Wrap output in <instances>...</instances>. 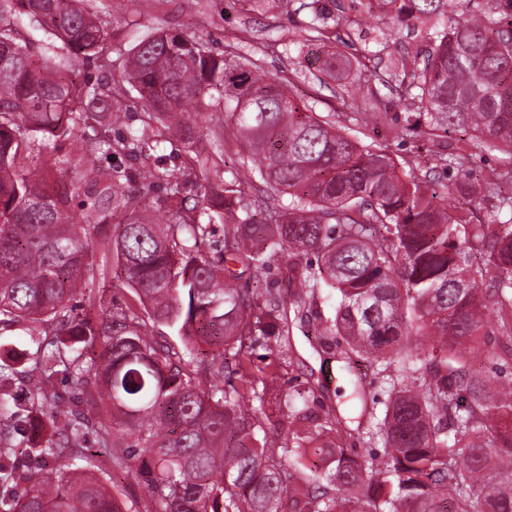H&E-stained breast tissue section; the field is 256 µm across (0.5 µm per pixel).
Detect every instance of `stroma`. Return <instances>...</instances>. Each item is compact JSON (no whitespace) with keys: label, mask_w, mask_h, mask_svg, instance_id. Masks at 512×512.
<instances>
[{"label":"stroma","mask_w":512,"mask_h":512,"mask_svg":"<svg viewBox=\"0 0 512 512\" xmlns=\"http://www.w3.org/2000/svg\"><path fill=\"white\" fill-rule=\"evenodd\" d=\"M306 2L291 0L285 13L273 8L257 14L245 11L241 0H90L110 21L114 46L130 49L136 35L161 28L191 33L218 54L225 46L237 45L242 59L259 62L269 75L282 81L302 109L330 121L361 144L387 150L402 163L405 173L420 176L429 171L436 181L452 183L459 175L457 169L431 168V151L446 146L466 153L470 168L498 176L502 193L512 191V160L506 154L483 150L471 141H458L453 132L432 139L410 131L407 111L394 105L390 85L381 83V74L396 72L402 60L425 57L432 49L427 26L399 28L385 45L381 42V19L374 17L367 24L356 25L354 0H340L343 12L338 32L364 64L362 89L353 99L321 68L323 46L309 38L311 14ZM373 103L379 104L380 115L365 120L362 113ZM288 321L286 341L294 351L292 361L277 362L269 350L256 348L236 374L237 385L259 388L274 377L282 393L288 395L311 378L319 385V400L327 406H339L357 383L367 397L375 399V414H382V402L400 374V362L381 365L359 358L350 370H343L335 351L315 334L311 323L295 315ZM501 340L499 321H490L478 351L468 354L467 359L476 369L512 379V358L496 356Z\"/></svg>","instance_id":"35a3bbf8"}]
</instances>
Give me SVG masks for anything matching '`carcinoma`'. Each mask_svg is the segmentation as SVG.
Here are the masks:
<instances>
[{
	"label": "carcinoma",
	"instance_id": "obj_1",
	"mask_svg": "<svg viewBox=\"0 0 512 512\" xmlns=\"http://www.w3.org/2000/svg\"><path fill=\"white\" fill-rule=\"evenodd\" d=\"M403 2L389 37L403 16L425 23L454 0ZM308 8L310 32L326 40L339 20L320 0ZM22 16L45 31L52 55L22 37ZM432 39L423 66L404 62L396 79L397 104L418 106L414 129L458 131L512 155V0H482ZM84 61L112 71L109 21L86 0H0V323L25 324L37 344L22 371L23 405L13 359L0 358V414L11 419L0 429V486L27 485L0 494V512H119L109 488L117 467L154 512H512V425L502 424L512 419V382L464 356L477 350L491 306L512 335V224L471 219L491 179L469 172L439 191L403 178L390 153L301 111L231 45L216 54L185 32L146 35L116 77L96 83L79 78ZM322 67L345 80L351 54L328 52ZM130 89L144 126L188 143L212 114L184 108L208 109L218 92L235 126L217 148L245 144L272 190L260 214L242 208L255 187L234 175L189 195L185 173L150 167L134 177L108 163L152 147L143 129L107 135L124 122ZM72 136L82 153L60 154L58 141ZM464 165L458 154L435 156L436 168ZM218 230L220 249L202 252ZM284 253L300 288L294 304L323 283L336 291L319 326L344 359H402L376 425L347 428L310 387L279 402L290 425L280 443L252 404L271 389L248 396L224 375V355L241 363L289 331L279 301L259 302L243 280ZM490 270L497 288L484 293ZM112 274L131 294L87 292ZM79 295L103 316L77 312ZM412 334L428 344L406 350ZM91 433L104 456L88 453ZM359 440L381 442V454L353 453L347 444ZM21 444L57 467L6 463Z\"/></svg>",
	"mask_w": 512,
	"mask_h": 512
}]
</instances>
